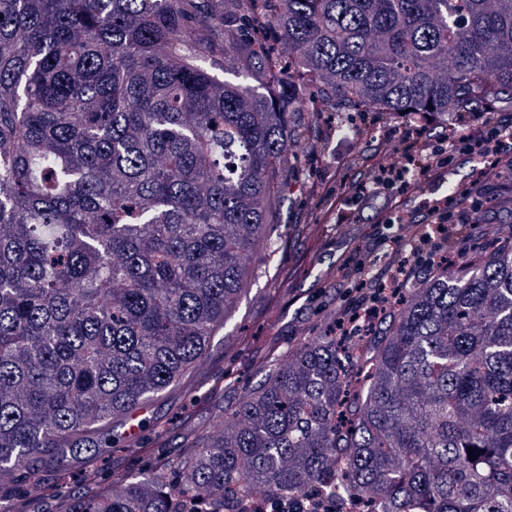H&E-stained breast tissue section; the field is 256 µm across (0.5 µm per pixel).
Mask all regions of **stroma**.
Wrapping results in <instances>:
<instances>
[{"label":"stroma","mask_w":512,"mask_h":512,"mask_svg":"<svg viewBox=\"0 0 512 512\" xmlns=\"http://www.w3.org/2000/svg\"><path fill=\"white\" fill-rule=\"evenodd\" d=\"M296 87L314 117L299 138L288 174L278 228L284 236L282 248L273 257L264 251L254 256L256 275L226 326L212 338L205 360L142 411L147 422L159 423L163 437L133 448L103 449L98 463L104 471L160 474L165 464L184 454L189 433H212L242 389L260 383L264 346L295 345L320 334L330 317L370 302L365 277L351 276L350 268L359 266L375 275L410 257L414 240L433 245L430 226L438 217L424 202L444 197L446 182L403 196L401 223H379L378 201H366L361 188L370 184L380 159L389 156L403 164L422 140L438 150L446 161L447 182L458 188L454 205L447 209L448 221L457 229L454 254L491 249L512 234V207L503 202L512 194V168L468 153L463 140L486 118L511 115V99L483 102L466 117L433 118L423 138L416 139L405 133L413 122L408 115L381 118L350 106L324 112L314 88L301 80ZM338 123L359 126L361 136L337 140L330 129ZM476 215L481 218L477 224L472 221Z\"/></svg>","instance_id":"obj_1"}]
</instances>
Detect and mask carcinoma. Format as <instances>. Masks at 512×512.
Returning <instances> with one entry per match:
<instances>
[{
    "label": "carcinoma",
    "instance_id": "obj_1",
    "mask_svg": "<svg viewBox=\"0 0 512 512\" xmlns=\"http://www.w3.org/2000/svg\"><path fill=\"white\" fill-rule=\"evenodd\" d=\"M190 2L0 0V487L35 480L58 512H251L315 487L512 512V245L436 265L356 358L330 333L271 349L177 477L102 478L108 422L180 382L280 248L302 111L248 27L330 107L512 96V0H211L199 31ZM83 449L106 488L40 479ZM258 38L265 42L270 49L276 71L290 75L297 68L293 58L282 49L273 33L267 32L266 34L258 35Z\"/></svg>",
    "mask_w": 512,
    "mask_h": 512
}]
</instances>
